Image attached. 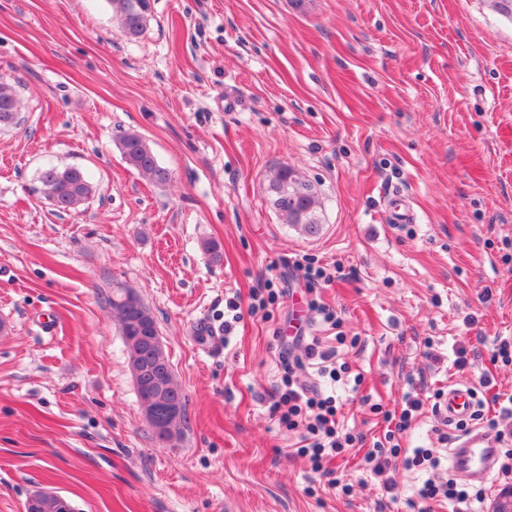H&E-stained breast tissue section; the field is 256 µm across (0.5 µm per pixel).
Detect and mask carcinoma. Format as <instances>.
Returning <instances> with one entry per match:
<instances>
[{
    "label": "carcinoma",
    "mask_w": 512,
    "mask_h": 512,
    "mask_svg": "<svg viewBox=\"0 0 512 512\" xmlns=\"http://www.w3.org/2000/svg\"><path fill=\"white\" fill-rule=\"evenodd\" d=\"M117 4L119 23L130 39L139 37L146 29L151 17L150 0H113ZM18 99L14 89L0 83V125L10 126L16 122ZM119 146L125 162L133 167L145 180L164 185L171 180L170 171L161 166L146 138L140 133L129 131L122 134ZM40 181L47 190L49 198L59 201V209L72 212L89 199L94 186L87 173L75 166L58 168L50 166L40 173ZM271 203L274 209L290 224H295L310 235L319 229L317 209L319 201L311 184L287 167L279 169L269 186ZM135 294L130 288L118 286L112 289L109 303L118 319L129 359L130 369L141 366L152 367L158 354L150 343L143 339L140 328L146 326L150 335L157 333V323L144 304H132L123 301L124 295ZM167 388L163 396L148 386L138 391L139 400L154 398L159 408L165 402L180 399L186 401V395L175 380L172 369L165 370ZM26 512H73L71 504L62 496L45 489L33 491L25 504Z\"/></svg>",
    "instance_id": "obj_1"
}]
</instances>
